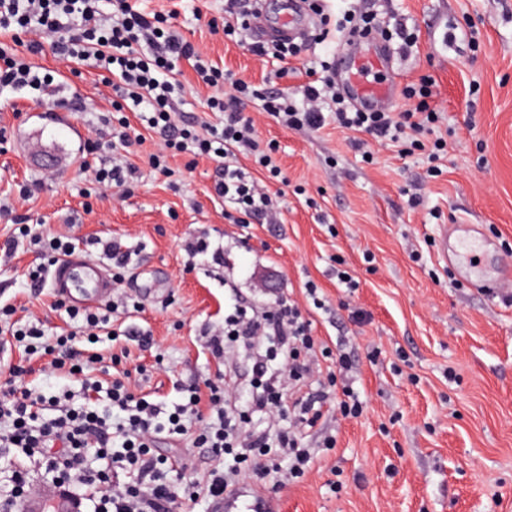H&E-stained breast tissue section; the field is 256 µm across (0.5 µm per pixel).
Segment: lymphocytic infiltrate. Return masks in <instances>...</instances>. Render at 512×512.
<instances>
[{"mask_svg": "<svg viewBox=\"0 0 512 512\" xmlns=\"http://www.w3.org/2000/svg\"><path fill=\"white\" fill-rule=\"evenodd\" d=\"M176 17L173 10L141 11L135 0H0V90L43 91L51 86L53 76L31 61L47 48L74 66L94 59L97 68L112 76L117 110L138 113L141 124L116 125L103 118L108 138L93 142L92 150L130 148L141 143L142 129H150L158 137L155 152L148 156L153 170L170 175L167 159L175 153L214 160L221 168L216 195L225 207L257 221L276 218L284 199L282 193L260 185L238 161L244 155L271 177L281 174L271 145L260 139L245 114L249 103H258L287 128L317 130L325 122L322 107L329 101L342 128L379 142H409L411 149H428L432 161L446 149V141L439 138L429 147L416 137L404 138L405 132L417 135L438 120L431 82L405 88L407 97L418 98L419 115L353 110L336 88L327 63L320 82L302 85L303 102L298 105L287 90L263 92L213 66L176 30ZM20 42L28 57L15 53L13 46ZM182 59L192 62L200 83L215 88L206 107L222 113L219 123L198 128L173 122L172 105L181 89L174 70ZM25 237L42 250V263L25 272L31 287L38 288L48 269L74 246L60 235L33 233L27 224L19 225L17 235L1 246L13 250ZM304 296L301 302L276 301L266 310L234 302L224 315L223 328L207 331L213 355L223 356L234 347L252 362L244 403L229 412L223 389L209 380L184 388L182 403L170 409L136 395L130 370L110 373L103 354L87 346L77 348L76 343L123 336L146 348L153 339L133 330L119 333L100 310L69 308L74 329L64 335L46 336L35 319L13 330V337L24 342L25 354L44 359L48 374L73 378L80 388L47 394L27 387L23 368L0 371V448L9 451L0 475H6L11 493H36L44 482L74 483L92 512H171L177 487L167 476L173 464L155 450L163 435L172 440L193 435L198 447L225 458V467L212 470L207 482V494L214 499L226 493L245 466L263 487L303 479L314 459L303 436L321 418L332 389L342 390L337 406L343 416L362 411L344 354L316 346L303 315L307 305L326 314L331 306L313 283H306ZM323 359L332 368L318 379L314 373ZM96 370L101 373L97 379L92 376ZM257 416L276 419L275 429H258L253 424Z\"/></svg>", "mask_w": 512, "mask_h": 512, "instance_id": "lymphocytic-infiltrate-1", "label": "lymphocytic infiltrate"}]
</instances>
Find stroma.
Returning a JSON list of instances; mask_svg holds the SVG:
<instances>
[{"instance_id": "1", "label": "stroma", "mask_w": 512, "mask_h": 512, "mask_svg": "<svg viewBox=\"0 0 512 512\" xmlns=\"http://www.w3.org/2000/svg\"><path fill=\"white\" fill-rule=\"evenodd\" d=\"M338 19L356 11L375 17L392 37L389 72L395 77L390 112H411L405 85L428 76L440 108L435 129L447 153L430 165L424 152L401 155L365 134L327 120L317 132L281 127L255 113L260 137L273 142L282 181L259 167L253 176L284 190L280 223L232 225L213 186L214 162L170 158L171 176L147 163L152 141L131 147L137 182L125 192L98 197L83 148L96 138L98 111L110 109L111 86L94 63L82 77L51 51L35 66L61 82L59 96L91 98L92 112L45 118L46 102L25 89L0 95V128L9 136L0 150V195L13 212L0 214V244L14 220L46 233L71 237L92 258L91 239L114 237L129 247L126 290L140 303L126 323L151 334L154 345L132 349L127 368L144 365L137 390L165 405L180 402V387L210 379L233 391L246 389L249 368L219 360L207 348L205 327L224 319L225 287L250 296L252 281L275 293L300 296L314 282L335 313L311 315L317 341L344 342L354 364V389L363 411L355 418L324 408L303 444L318 448L324 435L333 450H319L313 470L285 489H259L241 472L236 493L262 492L271 512H512V298L471 286L439 256L444 224H475L512 252V0H318ZM148 12L177 11V30L201 43L214 64L256 88H299L331 60L328 44L301 42L287 63L258 59L246 42L210 34L206 22L223 17L225 0H139ZM418 36L403 48L398 22ZM287 74H280V67ZM178 79L177 123H212L188 63ZM56 160L55 178L42 181L43 155ZM34 188L19 197L23 185ZM205 237L208 254L189 257L186 239ZM220 250L214 261L212 250ZM353 270L359 286L346 293L336 282L337 260ZM40 254L20 240L13 256L0 252V309L18 322L28 314L46 335L69 331L64 310L53 308L52 286L30 288L23 270ZM30 365L28 386L55 391L63 376L49 377L39 361H26L14 339L0 334V367ZM185 482H206L218 462L192 436L160 445Z\"/></svg>"}]
</instances>
